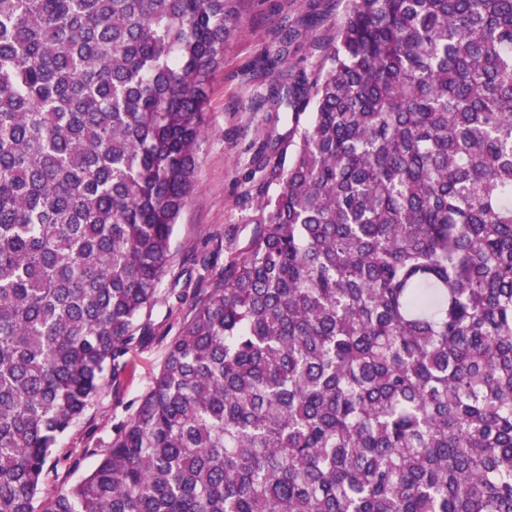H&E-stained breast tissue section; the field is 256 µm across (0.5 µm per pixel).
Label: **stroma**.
<instances>
[{"label":"stroma","instance_id":"stroma-1","mask_svg":"<svg viewBox=\"0 0 512 512\" xmlns=\"http://www.w3.org/2000/svg\"><path fill=\"white\" fill-rule=\"evenodd\" d=\"M236 6L235 30L224 41V63L204 112L195 190L175 226L155 302L141 316L125 375L105 382L61 439L60 462L46 469L41 499L78 482L97 464L113 427L133 414L196 300L225 264L242 257L256 229L258 187L266 177L259 162L288 135L286 113L273 108V90L288 71L320 65L314 45L332 37L346 0H237ZM285 27L299 30L302 39L289 47L283 64L274 54Z\"/></svg>","mask_w":512,"mask_h":512}]
</instances>
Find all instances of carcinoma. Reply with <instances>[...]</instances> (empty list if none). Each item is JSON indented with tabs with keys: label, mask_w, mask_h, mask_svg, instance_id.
I'll list each match as a JSON object with an SVG mask.
<instances>
[{
	"label": "carcinoma",
	"mask_w": 512,
	"mask_h": 512,
	"mask_svg": "<svg viewBox=\"0 0 512 512\" xmlns=\"http://www.w3.org/2000/svg\"><path fill=\"white\" fill-rule=\"evenodd\" d=\"M234 0H0V512H512V0H347L245 256L135 413Z\"/></svg>",
	"instance_id": "carcinoma-1"
}]
</instances>
